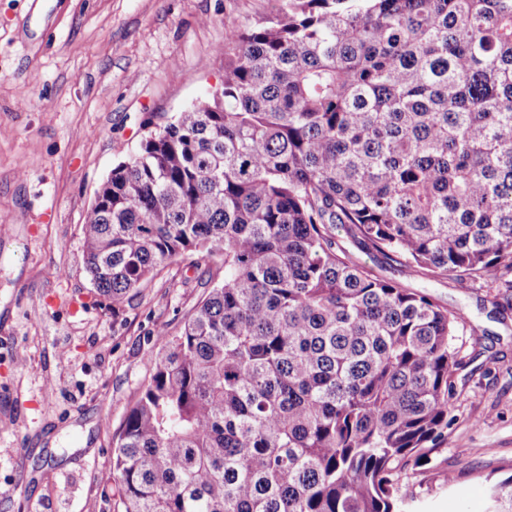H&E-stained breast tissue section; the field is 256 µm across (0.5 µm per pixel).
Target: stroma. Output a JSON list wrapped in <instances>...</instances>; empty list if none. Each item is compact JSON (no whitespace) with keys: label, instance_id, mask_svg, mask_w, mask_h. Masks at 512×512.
I'll return each instance as SVG.
<instances>
[{"label":"stroma","instance_id":"obj_1","mask_svg":"<svg viewBox=\"0 0 512 512\" xmlns=\"http://www.w3.org/2000/svg\"><path fill=\"white\" fill-rule=\"evenodd\" d=\"M279 5L0 0V512H117L112 448L155 334L177 333L223 267L184 257L111 305L85 271L84 217L152 125L222 83L226 20L249 27ZM340 243L462 314L454 420L406 512H485L489 484L512 475V292L412 277Z\"/></svg>","mask_w":512,"mask_h":512}]
</instances>
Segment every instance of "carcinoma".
<instances>
[{
    "label": "carcinoma",
    "instance_id": "obj_1",
    "mask_svg": "<svg viewBox=\"0 0 512 512\" xmlns=\"http://www.w3.org/2000/svg\"><path fill=\"white\" fill-rule=\"evenodd\" d=\"M219 98L155 125L86 213L117 305L219 254L112 451L118 512H401L453 420L461 315L336 240L512 291V0H281L225 22ZM489 512H512V475Z\"/></svg>",
    "mask_w": 512,
    "mask_h": 512
}]
</instances>
